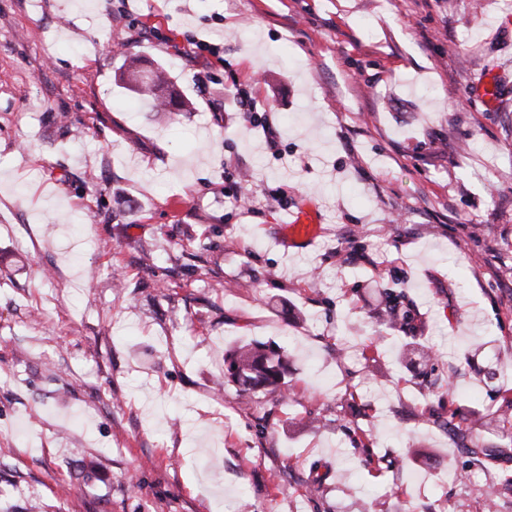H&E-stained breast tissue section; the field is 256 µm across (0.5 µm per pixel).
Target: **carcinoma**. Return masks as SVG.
Masks as SVG:
<instances>
[{
	"mask_svg": "<svg viewBox=\"0 0 512 512\" xmlns=\"http://www.w3.org/2000/svg\"><path fill=\"white\" fill-rule=\"evenodd\" d=\"M125 66L127 73L133 78H142V84L150 92L168 84L165 70L158 68L148 74H142L139 58L131 54L127 57ZM404 295L388 293V305L385 310L386 322L392 327H400L410 334L411 341L405 344V354L415 351L423 357L428 352L419 347L418 336L422 335L423 327L410 322L406 310L403 309ZM288 372V353L275 343L253 342L234 348L224 357V381L231 383L241 397V403L248 405L252 396L259 391L282 396L286 386L285 377ZM460 450L473 460L487 459L492 456L494 449L486 448L478 439L462 440ZM512 491V480L509 482H491L484 491V501L481 506L488 509L492 497H499Z\"/></svg>",
	"mask_w": 512,
	"mask_h": 512,
	"instance_id": "cac0c4a2",
	"label": "carcinoma"
}]
</instances>
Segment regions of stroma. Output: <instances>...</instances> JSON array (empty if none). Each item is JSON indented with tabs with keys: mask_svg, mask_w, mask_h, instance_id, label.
<instances>
[{
	"mask_svg": "<svg viewBox=\"0 0 512 512\" xmlns=\"http://www.w3.org/2000/svg\"><path fill=\"white\" fill-rule=\"evenodd\" d=\"M511 16L0 0V512H477L512 476ZM129 54L189 111H153ZM236 82L280 155L243 125ZM304 206L318 233L289 242ZM390 291L430 363L399 361L403 332L376 318ZM253 340L287 349L288 396L247 409L214 381ZM451 408L483 415L498 456L461 454L436 422Z\"/></svg>",
	"mask_w": 512,
	"mask_h": 512,
	"instance_id": "1",
	"label": "stroma"
}]
</instances>
